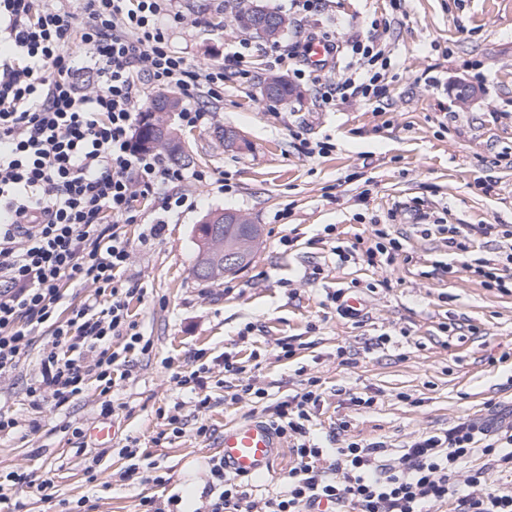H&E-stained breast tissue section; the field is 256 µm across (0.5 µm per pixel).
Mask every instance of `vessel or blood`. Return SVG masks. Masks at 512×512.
I'll use <instances>...</instances> for the list:
<instances>
[{"label": "vessel or blood", "mask_w": 512, "mask_h": 512, "mask_svg": "<svg viewBox=\"0 0 512 512\" xmlns=\"http://www.w3.org/2000/svg\"><path fill=\"white\" fill-rule=\"evenodd\" d=\"M326 42L312 41L306 51L307 65L314 70L327 68L333 61ZM281 435L260 418H253L225 427L221 455L224 469L241 478H260L273 472Z\"/></svg>", "instance_id": "1"}]
</instances>
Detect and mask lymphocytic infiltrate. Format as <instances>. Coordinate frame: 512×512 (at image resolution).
Masks as SVG:
<instances>
[{"label": "lymphocytic infiltrate", "mask_w": 512, "mask_h": 512, "mask_svg": "<svg viewBox=\"0 0 512 512\" xmlns=\"http://www.w3.org/2000/svg\"><path fill=\"white\" fill-rule=\"evenodd\" d=\"M0 0V376L28 355L32 335L47 329L41 377L28 392H50L62 407L95 385L99 410L111 416L115 376L130 352H147L129 314L134 288L120 274L131 243L123 225L138 223L139 199L163 190L164 215L192 207L184 183L200 171L168 166L133 140L136 105L146 84L179 90L186 127L204 128L208 102L224 95V68H201L173 51L172 25L184 23L168 0ZM79 43L78 67L67 47ZM359 78L325 81L321 100L347 94L378 98L391 65L375 37L349 44ZM96 90L86 91L83 73ZM446 235L453 254L467 255L474 236L507 237L500 224H439L423 236ZM512 250L479 258L467 269L480 285L512 290ZM87 284L91 294L65 306L64 287ZM122 340L113 348V340ZM322 400L317 378L272 408V424L295 457L283 494L258 501L247 479L230 475L224 460L208 462L204 512H512V488L488 482L489 471L512 473V425L494 430L463 421L390 452L386 442L348 441L328 448L310 433ZM482 453L486 463L465 469Z\"/></svg>", "instance_id": "f902f5d3"}]
</instances>
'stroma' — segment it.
Instances as JSON below:
<instances>
[{"mask_svg": "<svg viewBox=\"0 0 512 512\" xmlns=\"http://www.w3.org/2000/svg\"><path fill=\"white\" fill-rule=\"evenodd\" d=\"M263 3L291 22L283 44L316 32L339 46L325 70L336 81L350 75L351 38L378 35L392 58L386 93L325 105L317 85L304 82L301 100L271 102L261 94L268 77L293 78L304 57L276 54L273 44L239 29L234 0H173V11L188 19L170 33L174 50L196 66L224 68L211 125L178 129L193 170L208 179L184 186L197 199L194 209L162 216L153 194L138 202L142 223L124 227L134 243L127 275L143 288L129 311L153 348L129 353L128 374L112 387L114 416H100L92 387L62 407L48 395L28 397L49 340L45 330L0 377V408L19 424L18 434L0 438V473L30 477L11 495L23 512H62L64 502L82 497L92 512H139L141 497L175 494L184 512H196L206 462L218 454L225 426L263 413L262 405L232 401L218 364L227 354L245 362L273 403L319 379L324 403L311 433L324 444L337 431L397 449L421 434L512 409V293L469 280L463 257L449 254L441 235L415 230L438 217L512 225V0H401L397 8L389 0H320L314 14L295 12L290 0ZM238 51L241 66L232 60ZM459 80L481 92L465 110L451 91ZM227 128L246 148H225ZM319 141L330 151L315 153ZM484 180L493 192L484 193ZM223 182L229 191L220 190ZM215 210L247 214L262 237L249 266L203 282L194 275L193 230ZM160 216L163 234L139 247L146 225ZM377 224L406 233L405 257L367 264L363 248ZM441 262L452 273L437 272ZM340 288L362 298L361 317L341 315ZM287 336L295 353L282 359L276 343ZM202 364L211 369V406L201 414L194 394L176 388L172 377ZM365 394L375 404L354 409L350 397ZM177 402L182 434L155 444ZM65 421L85 431L110 424L114 437L104 450L89 441L80 447L63 432ZM202 422L210 437L196 436ZM131 437L141 464H153L168 483L124 479L128 461L119 450Z\"/></svg>", "mask_w": 512, "mask_h": 512, "instance_id": "35a3bbf8", "label": "stroma"}]
</instances>
